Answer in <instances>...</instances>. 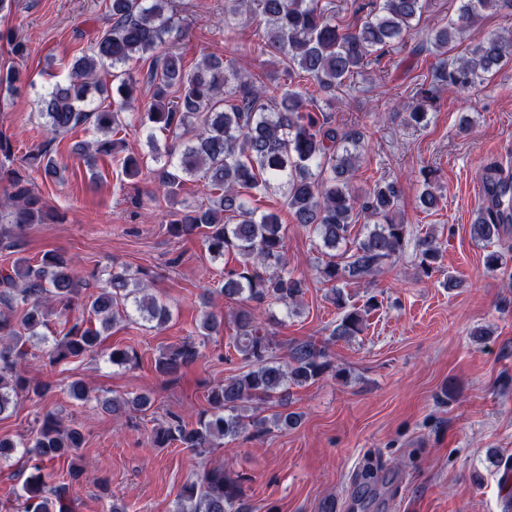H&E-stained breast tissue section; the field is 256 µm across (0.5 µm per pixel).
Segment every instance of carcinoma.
<instances>
[{
    "label": "carcinoma",
    "mask_w": 512,
    "mask_h": 512,
    "mask_svg": "<svg viewBox=\"0 0 512 512\" xmlns=\"http://www.w3.org/2000/svg\"><path fill=\"white\" fill-rule=\"evenodd\" d=\"M426 9V0H377L370 11L357 6L361 15L353 25L336 21L319 0H224V34L231 38L238 20L247 14L262 16L265 32L257 48L260 54L283 59L288 75L311 78L323 94L321 100L289 90L280 98L267 99V89L243 75L234 60L204 56L192 69L176 48L183 34L177 0H111L107 28L89 51L75 58L68 78L53 85L37 100L44 119V141L28 156L26 170L11 167L13 145L0 134V182L10 193L0 204V245L20 248L23 228L29 224L56 222L58 214L29 184L38 175L55 178L58 166L49 146L62 134L88 126L97 139L77 145L79 153L95 160L112 157L123 173L136 178L146 161L124 151L121 114L137 111V91L152 89V103L140 117L149 130L148 157L157 165L158 188L164 196H179L186 178L205 181L213 197L169 224L177 238L199 237L213 259L238 256L237 266L224 272L213 293L235 299L230 313L236 329L233 348L248 370L224 378L207 395L210 409L196 421L171 414L153 431V445H177L199 453L217 448L226 438L249 432L259 436L272 423L280 430L298 426L301 416L288 411L289 388L322 378L330 369L327 345L311 338L288 344V361L279 360V343L259 318V310L277 304L285 313L296 311L307 282L288 269L285 232L278 214L258 212L248 199L266 194L272 187L283 190L284 205L295 223L312 232L321 242L325 259L316 265L319 278L331 284V302L340 311L330 340L351 339L366 327L367 316L377 307V296H369L360 307L351 303L345 288L373 277L386 264L404 253L407 225L395 218L401 188L395 181L378 179L364 194L356 192L353 179L361 161L364 135L355 129L336 127L328 112L336 95L372 61L395 44ZM512 15V0H460L456 17L432 31L429 47L438 56L432 78L440 87L467 90L500 69L512 57V34H494L466 46L450 58L448 53L465 40V32L484 11ZM15 59L29 54L26 38L17 30L0 31ZM147 61L145 72L129 67ZM28 81L19 64L0 65V96L12 94ZM112 99L97 105L94 95ZM436 102L431 89L407 105L414 125L428 122ZM171 140L160 149L154 133ZM482 178L495 186L491 201L482 206L470 224L471 237L490 246L512 223V177H499L491 165ZM419 205L426 211L437 207L439 196L431 173L423 174ZM364 220L365 233L351 237V226ZM374 224H369V221ZM418 276L430 278L440 271L441 245L436 234L426 232L416 239ZM143 283L125 269L109 268L104 279L79 277L69 258L54 250L37 261L17 257L0 268V415L9 412L20 393L38 398L50 386L34 382L22 373L27 345L35 340L51 342L50 363L59 365L95 351L104 333L127 316L133 306L143 320L158 326L168 322V307L154 297L139 298ZM61 305L65 316L60 335L50 338L51 306ZM80 303L83 314L70 317L71 306ZM23 311L16 321L13 309ZM224 316L207 312L196 335L205 339L220 332ZM202 357L200 346L185 341L159 352L155 370L172 380ZM112 364L128 366L137 360L133 347H114ZM73 400H90L81 379L67 383ZM102 409L119 417L127 411L146 412L151 394L132 398L114 396L98 400ZM271 404L279 411L271 421L245 414L247 404ZM84 437L75 426H66L55 414H46L29 438L10 443L23 449L32 464L22 482L20 512H70L66 506L70 488L83 472L73 465L69 479L52 480L48 469L82 447ZM175 512H248L242 499L240 479L224 467L207 469L181 487Z\"/></svg>",
    "instance_id": "1"
}]
</instances>
